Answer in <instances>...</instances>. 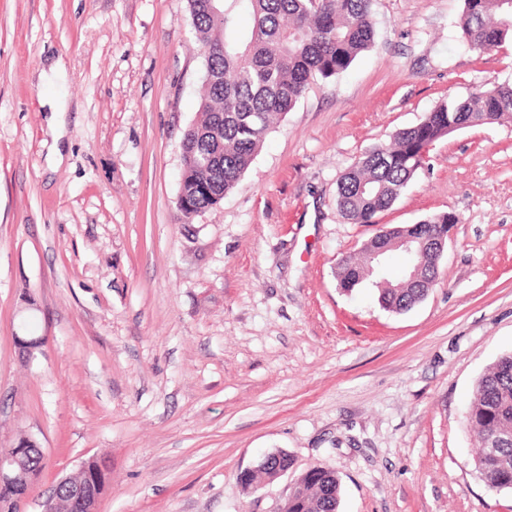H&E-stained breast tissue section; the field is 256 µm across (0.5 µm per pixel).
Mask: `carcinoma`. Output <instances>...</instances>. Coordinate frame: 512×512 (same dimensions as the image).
I'll return each mask as SVG.
<instances>
[{
    "label": "carcinoma",
    "mask_w": 512,
    "mask_h": 512,
    "mask_svg": "<svg viewBox=\"0 0 512 512\" xmlns=\"http://www.w3.org/2000/svg\"><path fill=\"white\" fill-rule=\"evenodd\" d=\"M373 0H188L197 40L203 47L199 108L202 118L185 131L178 198L198 212L218 204L241 180L277 120L290 112L309 85L347 70L373 42ZM252 17L242 34L241 9ZM461 38L485 52L512 39V0H463L457 22ZM512 118V85L473 86L463 100L438 104L417 124L402 128L393 144L365 152L344 173L337 186V206L353 224H374L376 216L402 195L426 159L422 150L448 135L452 124L464 129ZM443 213L404 227L421 237L438 224ZM374 261L363 250L344 259L336 279L351 291L369 285L378 302L401 312L421 300L423 289L405 275L380 286L370 272ZM413 266L428 279L434 257L418 253ZM468 424L482 448L476 469L495 490L512 491V354L501 356L477 383ZM508 436L490 449L496 434ZM86 481L83 472L56 487L47 512H65L69 487ZM341 485L329 469H314L298 479L284 512H338Z\"/></svg>",
    "instance_id": "1"
}]
</instances>
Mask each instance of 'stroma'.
<instances>
[{
    "mask_svg": "<svg viewBox=\"0 0 512 512\" xmlns=\"http://www.w3.org/2000/svg\"><path fill=\"white\" fill-rule=\"evenodd\" d=\"M462 6L374 0L372 47L187 217L203 73L187 0H0V448L27 435L45 454L19 512L90 457L112 471L97 512H279L318 467L339 512H512L465 421L512 352V119L439 140L375 223L336 205L365 151L447 97L512 84V42L472 51ZM57 58L65 83H40ZM442 213L458 222L421 303L339 288L379 227ZM18 335L45 343L26 360ZM275 450L288 472L245 488Z\"/></svg>",
    "mask_w": 512,
    "mask_h": 512,
    "instance_id": "1",
    "label": "stroma"
}]
</instances>
